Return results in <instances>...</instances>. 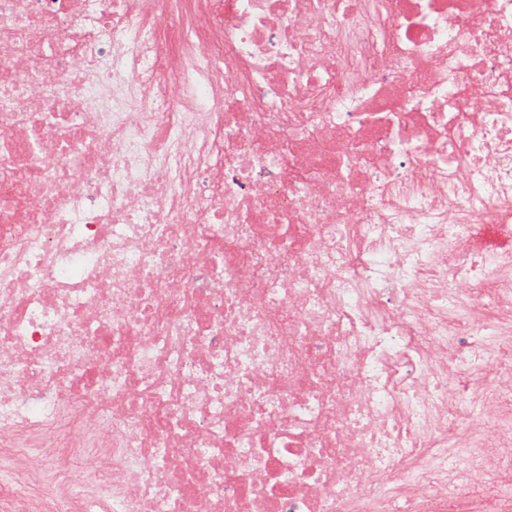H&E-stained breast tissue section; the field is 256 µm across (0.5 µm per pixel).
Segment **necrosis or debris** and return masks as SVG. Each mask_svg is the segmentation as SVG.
I'll return each instance as SVG.
<instances>
[{
  "instance_id": "1",
  "label": "necrosis or debris",
  "mask_w": 512,
  "mask_h": 512,
  "mask_svg": "<svg viewBox=\"0 0 512 512\" xmlns=\"http://www.w3.org/2000/svg\"><path fill=\"white\" fill-rule=\"evenodd\" d=\"M510 226L512 0H0V512L511 487Z\"/></svg>"
}]
</instances>
